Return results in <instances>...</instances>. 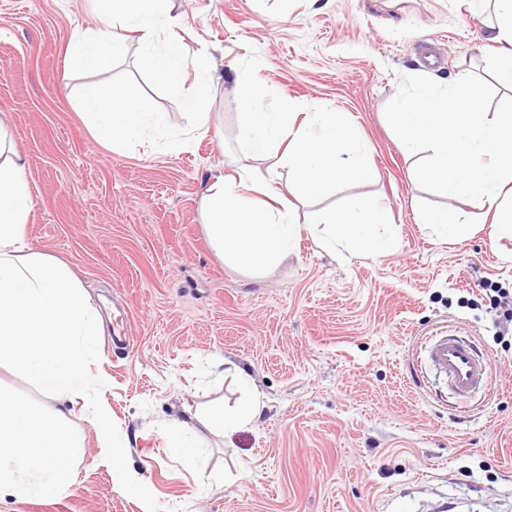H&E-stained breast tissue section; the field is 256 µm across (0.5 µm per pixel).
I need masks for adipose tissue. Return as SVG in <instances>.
I'll use <instances>...</instances> for the list:
<instances>
[{"instance_id": "1", "label": "adipose tissue", "mask_w": 512, "mask_h": 512, "mask_svg": "<svg viewBox=\"0 0 512 512\" xmlns=\"http://www.w3.org/2000/svg\"><path fill=\"white\" fill-rule=\"evenodd\" d=\"M497 21L491 39L500 48L490 68L512 90V0H494ZM470 71L448 83L416 85L392 113L408 156H422L418 179L437 185L452 201L480 202L492 227L512 237V113L489 114ZM237 138L248 157L268 162L270 180L255 183L247 166L234 179L209 177L202 218L216 255L231 268L256 274L294 250L302 236L288 210L278 205L271 182L287 167L292 190L315 197L328 188L373 174L369 149L347 113L332 106L298 114L257 108L254 95L242 103ZM26 161L0 136V363L27 374L54 400L46 410L0 386V498L49 497L68 483L78 442L65 426L66 406L93 383L88 364L101 319L71 272L54 259L26 254L31 208ZM322 245L352 255L393 251L398 230L381 204L356 200L309 217ZM259 396L234 411L198 408L179 423L175 447L194 454L199 439L192 422L231 433L260 415Z\"/></svg>"}]
</instances>
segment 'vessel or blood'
I'll return each mask as SVG.
<instances>
[{"label": "vessel or blood", "mask_w": 512, "mask_h": 512, "mask_svg": "<svg viewBox=\"0 0 512 512\" xmlns=\"http://www.w3.org/2000/svg\"><path fill=\"white\" fill-rule=\"evenodd\" d=\"M423 357L436 375L462 398L488 389L495 379L491 362L471 342L455 335L431 337L423 348Z\"/></svg>", "instance_id": "1"}]
</instances>
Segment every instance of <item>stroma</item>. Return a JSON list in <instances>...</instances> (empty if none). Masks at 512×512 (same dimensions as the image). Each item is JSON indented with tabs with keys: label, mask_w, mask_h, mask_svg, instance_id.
I'll list each match as a JSON object with an SVG mask.
<instances>
[{
	"label": "stroma",
	"mask_w": 512,
	"mask_h": 512,
	"mask_svg": "<svg viewBox=\"0 0 512 512\" xmlns=\"http://www.w3.org/2000/svg\"><path fill=\"white\" fill-rule=\"evenodd\" d=\"M188 55L211 61L210 130L177 151L99 142L75 93L100 75L72 73L67 48L104 29L90 0H0V129L25 155L32 252L65 264L101 316L90 365L104 386L116 453L132 481L103 464L90 416L67 423L83 446L65 491L7 499L0 512H512V238L491 226L437 237L419 214L447 206L415 179L390 114L416 83L458 69L485 87L490 112L512 92L484 61L493 9L477 0H172ZM272 85V107L333 104L351 115L375 172L293 217L348 199L378 200L400 230L386 256H354L303 234L262 275L228 266L202 220L208 176L244 158L239 98ZM130 345L110 344L114 310ZM469 338L497 371L458 404L425 369V340ZM243 369L264 408L231 434L198 424L191 458L169 441L189 409L236 406Z\"/></svg>",
	"instance_id": "obj_1"
}]
</instances>
